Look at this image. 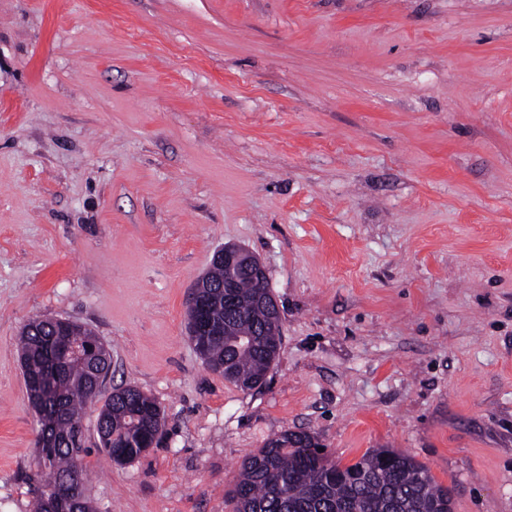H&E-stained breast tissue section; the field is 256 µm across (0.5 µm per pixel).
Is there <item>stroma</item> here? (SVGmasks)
<instances>
[{
    "mask_svg": "<svg viewBox=\"0 0 512 512\" xmlns=\"http://www.w3.org/2000/svg\"><path fill=\"white\" fill-rule=\"evenodd\" d=\"M236 244L283 341L244 392L186 331ZM92 329L165 412L95 512H231L282 431L512 512V0H0V512H30L18 339Z\"/></svg>",
    "mask_w": 512,
    "mask_h": 512,
    "instance_id": "obj_1",
    "label": "stroma"
}]
</instances>
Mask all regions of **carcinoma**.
Masks as SVG:
<instances>
[{"label":"carcinoma","instance_id":"1","mask_svg":"<svg viewBox=\"0 0 512 512\" xmlns=\"http://www.w3.org/2000/svg\"><path fill=\"white\" fill-rule=\"evenodd\" d=\"M206 279L209 287L200 293L210 301L224 332L190 340L208 369L244 392L258 389L282 348L271 312L253 303L263 289L242 261L232 269L214 262ZM92 337L91 329L73 323L69 341L77 354L54 371L47 349L52 339L48 320L35 317L21 331V361L37 414L36 435L53 439L52 445L36 448L35 478L40 484L75 471L87 476L83 418L103 393L93 389L92 358L85 352ZM164 424L159 403L135 386L113 389L96 416V427H105L109 435L100 441L102 451L117 464L139 458L143 445ZM227 497L232 512H450L453 503L450 489L407 453L374 448L344 465L319 451L310 433L288 430L244 459ZM33 512H93V506L86 497H51L39 487Z\"/></svg>","mask_w":512,"mask_h":512}]
</instances>
